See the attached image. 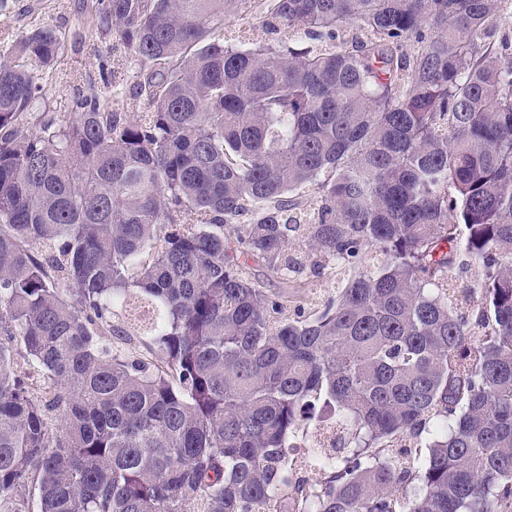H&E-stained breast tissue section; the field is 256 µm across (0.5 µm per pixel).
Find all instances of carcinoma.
<instances>
[{
	"label": "carcinoma",
	"mask_w": 512,
	"mask_h": 512,
	"mask_svg": "<svg viewBox=\"0 0 512 512\" xmlns=\"http://www.w3.org/2000/svg\"><path fill=\"white\" fill-rule=\"evenodd\" d=\"M240 2L100 0L135 120L101 63L34 133L29 62L61 40L0 53V512H512L502 0H266L313 36L372 34L324 52L227 44ZM236 252L340 287L309 312ZM132 300L151 318L121 327ZM325 415L310 479L293 450ZM488 32L487 45L498 47L504 38L512 41V0L502 4L499 12L488 25ZM240 262L244 263L245 271L252 277V279L260 282L269 294H277L280 292L288 291L293 288V283H286V281L270 276L264 266L251 259H246L245 256L240 257Z\"/></svg>",
	"instance_id": "cac0c4a2"
}]
</instances>
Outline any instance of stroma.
Returning a JSON list of instances; mask_svg holds the SVG:
<instances>
[{
    "mask_svg": "<svg viewBox=\"0 0 512 512\" xmlns=\"http://www.w3.org/2000/svg\"><path fill=\"white\" fill-rule=\"evenodd\" d=\"M38 24L51 26L63 43L54 75H39L41 96L26 120L35 124L41 114L72 119L76 91L89 90L99 80V61L108 59L112 80L122 96L126 112L140 111L135 96L138 66L118 48L115 25L104 24L99 0H0V49L11 45ZM264 37L270 44L286 41L296 47L328 50V43L308 41L296 27L283 21L270 22L264 0H242L237 12L224 21V39L237 43L241 32Z\"/></svg>",
    "mask_w": 512,
    "mask_h": 512,
    "instance_id": "obj_1",
    "label": "stroma"
}]
</instances>
